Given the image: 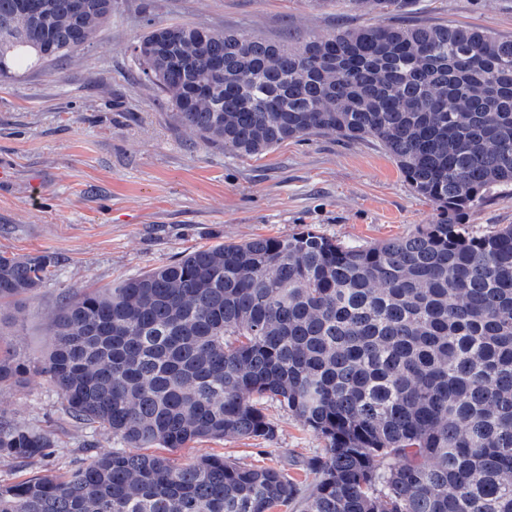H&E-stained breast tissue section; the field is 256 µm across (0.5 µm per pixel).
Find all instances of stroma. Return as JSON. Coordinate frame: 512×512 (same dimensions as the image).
I'll return each instance as SVG.
<instances>
[{"instance_id":"1","label":"stroma","mask_w":512,"mask_h":512,"mask_svg":"<svg viewBox=\"0 0 512 512\" xmlns=\"http://www.w3.org/2000/svg\"><path fill=\"white\" fill-rule=\"evenodd\" d=\"M245 29L299 41L341 28L385 24L475 26L512 38V0H407L397 14L343 0H116L97 38L54 70L0 81V253L58 258L34 296L0 305V340L26 364L25 381L0 386V414L46 432L50 461L0 460V485L65 471L88 449L119 447L72 420L39 369L50 315L66 294L105 287L220 242L285 237L304 229L350 246L405 237L431 223L416 194L371 139L315 136L255 157L206 144L155 96L132 54L149 22ZM272 443L225 438L170 451L175 463L217 454L246 467L285 470L302 489L325 443L270 403Z\"/></svg>"}]
</instances>
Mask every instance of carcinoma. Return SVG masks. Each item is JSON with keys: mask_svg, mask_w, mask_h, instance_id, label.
<instances>
[{"mask_svg": "<svg viewBox=\"0 0 512 512\" xmlns=\"http://www.w3.org/2000/svg\"><path fill=\"white\" fill-rule=\"evenodd\" d=\"M0 0V78L90 44L114 0ZM142 75L201 140L254 157L288 140L375 139L436 206L362 247L310 230L219 243L64 297L41 372L124 447L0 486V512H512V224L463 216L512 190V38L383 24L299 42L153 23ZM57 257L0 254V304ZM0 386L25 366L1 348ZM277 403L320 434L306 496L283 470L141 448L275 436ZM54 441L0 415V458Z\"/></svg>", "mask_w": 512, "mask_h": 512, "instance_id": "1", "label": "carcinoma"}]
</instances>
